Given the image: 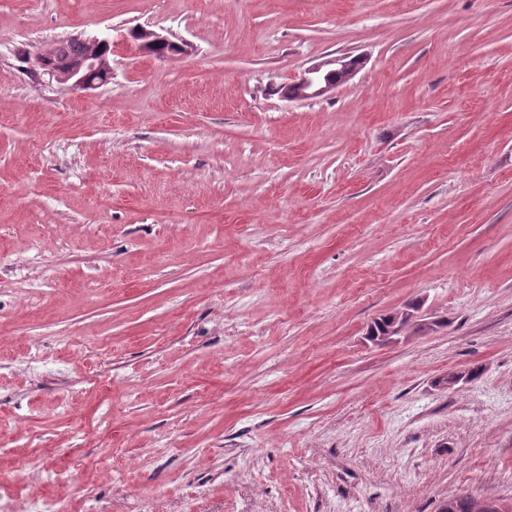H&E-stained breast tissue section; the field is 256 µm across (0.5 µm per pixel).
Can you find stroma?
<instances>
[{
	"label": "stroma",
	"mask_w": 512,
	"mask_h": 512,
	"mask_svg": "<svg viewBox=\"0 0 512 512\" xmlns=\"http://www.w3.org/2000/svg\"><path fill=\"white\" fill-rule=\"evenodd\" d=\"M96 34L98 88L23 60ZM35 491L512 503V0H0V512Z\"/></svg>",
	"instance_id": "35a3bbf8"
}]
</instances>
